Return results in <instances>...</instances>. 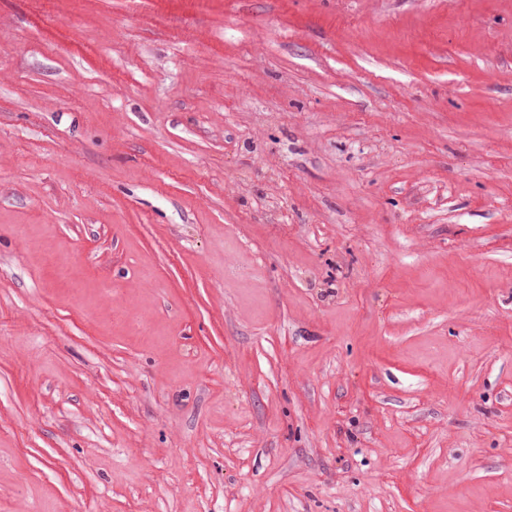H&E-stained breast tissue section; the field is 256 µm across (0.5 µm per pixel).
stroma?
I'll use <instances>...</instances> for the list:
<instances>
[{
  "label": "stroma",
  "instance_id": "35a3bbf8",
  "mask_svg": "<svg viewBox=\"0 0 512 512\" xmlns=\"http://www.w3.org/2000/svg\"><path fill=\"white\" fill-rule=\"evenodd\" d=\"M0 512H512V0H0Z\"/></svg>",
  "mask_w": 512,
  "mask_h": 512
}]
</instances>
